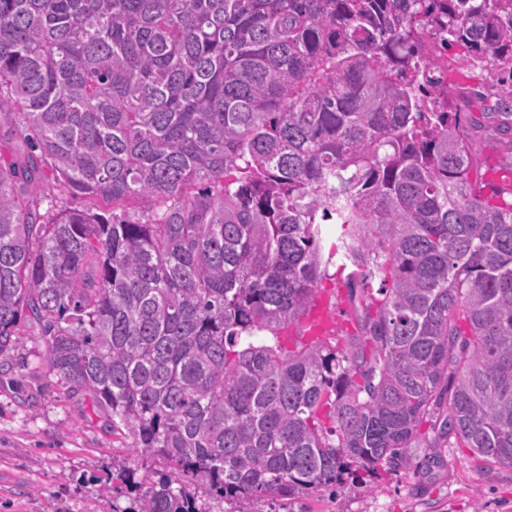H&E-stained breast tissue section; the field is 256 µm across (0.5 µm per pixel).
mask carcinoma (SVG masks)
<instances>
[{
	"mask_svg": "<svg viewBox=\"0 0 512 512\" xmlns=\"http://www.w3.org/2000/svg\"><path fill=\"white\" fill-rule=\"evenodd\" d=\"M512 0L448 46L512 56ZM434 0H0V368L49 371L172 467L138 512L281 503L450 441L512 467V196L407 66ZM481 116L512 141V104ZM81 197L82 209L68 206ZM340 225L323 253L324 222ZM354 313L306 337L335 253ZM197 495H198V506L206 512H225L229 510H244V512H286L287 510L283 506L275 503L271 505L270 502L263 501H250L241 504H230L225 503L223 499L212 497L205 492V486L199 479L195 482Z\"/></svg>",
	"mask_w": 512,
	"mask_h": 512,
	"instance_id": "1",
	"label": "carcinoma"
}]
</instances>
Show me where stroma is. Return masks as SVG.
Wrapping results in <instances>:
<instances>
[{
	"label": "stroma",
	"mask_w": 512,
	"mask_h": 512,
	"mask_svg": "<svg viewBox=\"0 0 512 512\" xmlns=\"http://www.w3.org/2000/svg\"><path fill=\"white\" fill-rule=\"evenodd\" d=\"M487 64L475 61L448 74L453 108L477 114L492 105L480 92ZM474 170L488 178L512 157V146L486 127L474 134ZM12 371L0 377V512H127L133 501L114 464L169 473L164 461L131 453L126 432L112 431L88 395L68 392L48 371L46 343L25 337L10 354ZM109 493H100L102 485ZM244 512H512V468L476 460L465 448L411 449L405 466L380 468L323 488L283 507L243 503Z\"/></svg>",
	"instance_id": "1"
}]
</instances>
